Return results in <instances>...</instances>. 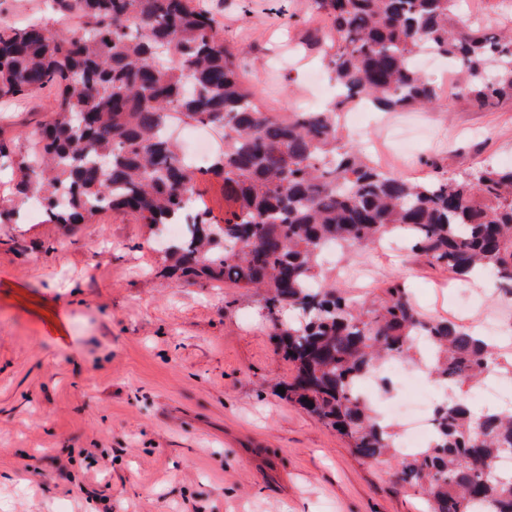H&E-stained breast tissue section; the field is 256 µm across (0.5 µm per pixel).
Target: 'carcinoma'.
I'll return each instance as SVG.
<instances>
[{"label":"carcinoma","mask_w":512,"mask_h":512,"mask_svg":"<svg viewBox=\"0 0 512 512\" xmlns=\"http://www.w3.org/2000/svg\"><path fill=\"white\" fill-rule=\"evenodd\" d=\"M456 0H312L329 32L323 62L344 100L282 115L242 80L248 51L224 42L193 0H53L79 23L0 25V98L56 89L53 119L17 162L20 193L41 196L49 224H90L108 210L141 224H183L167 273L254 288L296 375L294 401L347 437L362 459L395 460L428 512H512V412L473 416L462 393L512 374L471 327L423 314L392 284L366 306L322 277L334 245L363 249L405 231L412 248L460 278L495 274L512 296V166L480 165L427 181L385 172L343 134L337 107L433 109L441 88L411 66L430 50L458 79L455 98L512 107V34L461 23ZM173 119L220 129L207 172L224 183V223L191 204L200 177L166 134ZM289 307L301 316L284 324ZM429 363L452 394L432 412L429 447L403 453L394 427L356 395V382L390 359Z\"/></svg>","instance_id":"cac0c4a2"}]
</instances>
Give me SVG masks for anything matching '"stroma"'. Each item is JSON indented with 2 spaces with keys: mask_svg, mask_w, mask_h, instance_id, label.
Returning a JSON list of instances; mask_svg holds the SVG:
<instances>
[{
  "mask_svg": "<svg viewBox=\"0 0 512 512\" xmlns=\"http://www.w3.org/2000/svg\"><path fill=\"white\" fill-rule=\"evenodd\" d=\"M247 46L263 104L323 107L306 77L312 0H197ZM66 20L47 0H0V22ZM50 92L0 99V145L33 149ZM354 143L365 155L404 123L409 178L512 163V110L446 98L428 112H387ZM18 179L0 168V512H421L393 466L354 456L347 439L279 394L295 369L255 291L164 277L157 230L129 214L91 224L28 217ZM356 302L403 282L426 315L471 327L497 312L493 278L466 283L409 246L384 241L321 263Z\"/></svg>",
  "mask_w": 512,
  "mask_h": 512,
  "instance_id": "stroma-1",
  "label": "stroma"
}]
</instances>
